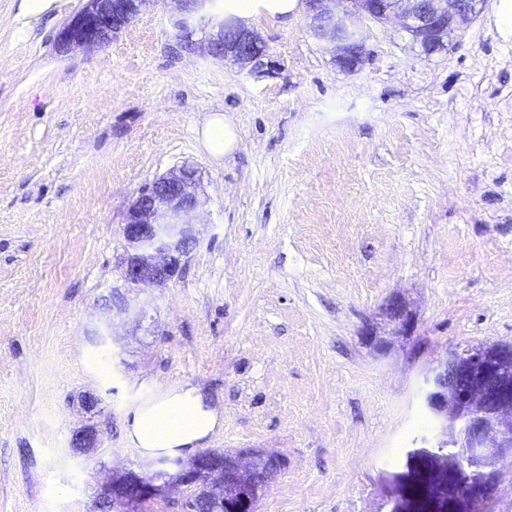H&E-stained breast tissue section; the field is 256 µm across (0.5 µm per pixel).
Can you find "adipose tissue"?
Returning a JSON list of instances; mask_svg holds the SVG:
<instances>
[{
    "label": "adipose tissue",
    "mask_w": 512,
    "mask_h": 512,
    "mask_svg": "<svg viewBox=\"0 0 512 512\" xmlns=\"http://www.w3.org/2000/svg\"><path fill=\"white\" fill-rule=\"evenodd\" d=\"M298 0H224L226 21L245 20L258 15L285 18L295 13ZM202 141L214 158L231 153L238 137L234 124L216 112L202 126ZM215 424L214 413L197 390L188 388L159 401L150 408L137 409L130 420L129 436L149 452L192 449Z\"/></svg>",
    "instance_id": "adipose-tissue-1"
}]
</instances>
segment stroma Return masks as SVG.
<instances>
[{
  "instance_id": "stroma-1",
  "label": "stroma",
  "mask_w": 512,
  "mask_h": 512,
  "mask_svg": "<svg viewBox=\"0 0 512 512\" xmlns=\"http://www.w3.org/2000/svg\"><path fill=\"white\" fill-rule=\"evenodd\" d=\"M85 0H0V512H91L112 470L149 467L135 409L196 388L203 449L276 452L257 512H391L433 424L418 397L445 351L512 344V36L498 0L425 54L369 22L356 70L305 9L250 24L241 66L182 45L154 0L102 48L62 52ZM231 116L236 150L198 131ZM198 174L200 243L161 288H125L122 227L142 185ZM109 347L89 331L110 294ZM416 334H361L390 298ZM101 400L85 411L81 396ZM92 423L104 448L72 451ZM202 141L209 154L219 159L236 148V128L223 113L214 112L207 117L202 126ZM384 316L388 321L389 330L379 332L378 327L368 324L364 336H368V343L378 356L387 355L390 347L399 339L413 336L414 316L406 301L398 296L390 299L384 308ZM384 336H390L386 338Z\"/></svg>"
}]
</instances>
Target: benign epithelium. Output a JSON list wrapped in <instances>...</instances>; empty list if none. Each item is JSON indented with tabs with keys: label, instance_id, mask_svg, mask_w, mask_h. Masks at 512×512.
I'll return each mask as SVG.
<instances>
[{
	"label": "benign epithelium",
	"instance_id": "1",
	"mask_svg": "<svg viewBox=\"0 0 512 512\" xmlns=\"http://www.w3.org/2000/svg\"><path fill=\"white\" fill-rule=\"evenodd\" d=\"M150 0H86L64 24L58 44L65 52L78 47H102L138 17ZM179 40L191 43L195 32L205 34L203 49L218 61L241 66L263 55V45L247 25L231 28L211 19V0H172ZM314 34L333 48L341 67L352 69L363 58L359 23H381L391 16L413 42L431 52L467 23L475 12L473 0H306ZM196 170L182 167L139 189L122 232L130 252L122 278L129 288L162 287L177 277L185 258L197 245L194 216ZM389 330L369 324L364 335L374 353L387 355L398 340L413 335L414 316L398 296L384 308ZM424 403L436 432L426 440L434 451H421L401 498L391 512H485L494 497L504 461L512 458V349L471 347L451 350L429 366L423 376ZM102 433L86 426L71 445L80 452L103 448ZM456 448L454 455L444 453ZM176 471L149 473L127 469L112 473L94 502L98 512L111 506L132 510L145 501L182 488L200 487L213 512H255L279 464L272 452L244 449L224 454L222 464L206 450L189 461L175 460Z\"/></svg>",
	"mask_w": 512,
	"mask_h": 512
}]
</instances>
